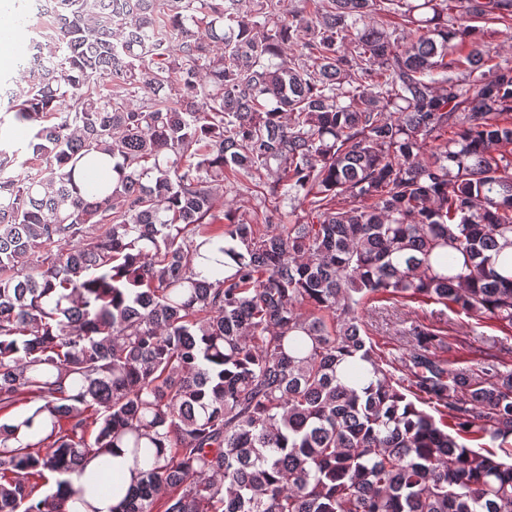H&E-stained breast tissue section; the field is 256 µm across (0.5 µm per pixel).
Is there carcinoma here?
I'll return each instance as SVG.
<instances>
[{
    "instance_id": "1",
    "label": "carcinoma",
    "mask_w": 512,
    "mask_h": 512,
    "mask_svg": "<svg viewBox=\"0 0 512 512\" xmlns=\"http://www.w3.org/2000/svg\"><path fill=\"white\" fill-rule=\"evenodd\" d=\"M50 2L0 101V512L116 448L113 512H512V368L362 334L512 328V58L471 26L512 0ZM247 183L304 216L216 209ZM386 302L387 310L383 313L368 308L364 316L366 331L376 343L386 345L394 336L395 329L399 328L400 320L404 318H420L426 323L440 328L448 336V341L457 344L460 348L457 354L455 367L467 368L475 365L478 356L470 352L471 348L505 345L512 348V330L502 328L498 323L484 319L477 321L468 319L464 314L446 308L439 303L414 304ZM469 323L474 326V333L470 336L459 335L461 324ZM478 323V324H476Z\"/></svg>"
}]
</instances>
